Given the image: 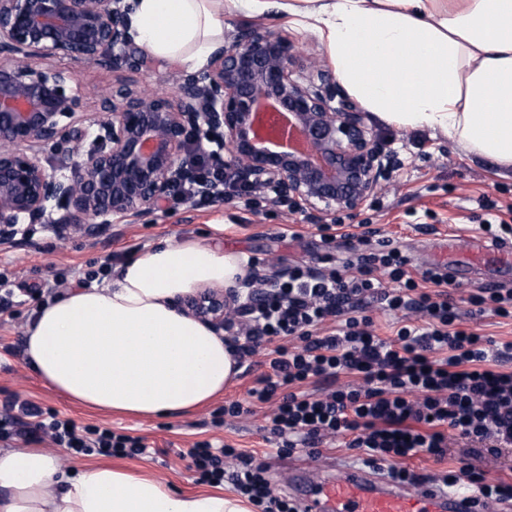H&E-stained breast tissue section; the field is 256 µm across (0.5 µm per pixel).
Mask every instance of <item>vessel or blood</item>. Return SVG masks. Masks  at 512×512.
<instances>
[{
    "label": "vessel or blood",
    "instance_id": "obj_1",
    "mask_svg": "<svg viewBox=\"0 0 512 512\" xmlns=\"http://www.w3.org/2000/svg\"><path fill=\"white\" fill-rule=\"evenodd\" d=\"M479 263L512 266V250L494 242L478 246ZM300 512H475L466 495H451L433 488L412 494L400 485L358 470L337 473L335 478L312 486L303 477L292 483Z\"/></svg>",
    "mask_w": 512,
    "mask_h": 512
}]
</instances>
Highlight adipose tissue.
<instances>
[{
    "instance_id": "adipose-tissue-1",
    "label": "adipose tissue",
    "mask_w": 512,
    "mask_h": 512,
    "mask_svg": "<svg viewBox=\"0 0 512 512\" xmlns=\"http://www.w3.org/2000/svg\"><path fill=\"white\" fill-rule=\"evenodd\" d=\"M276 9L318 31L343 83L378 117L448 133L512 171V0H134L136 42L200 70L224 43V17ZM246 255L199 240L158 245L93 284L41 305L23 359L85 407L187 414L239 369L223 337L183 314L198 288L231 287ZM0 512H247L223 492H177L98 464L62 472L40 448L0 450Z\"/></svg>"
}]
</instances>
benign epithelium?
<instances>
[{
  "label": "benign epithelium",
  "mask_w": 512,
  "mask_h": 512,
  "mask_svg": "<svg viewBox=\"0 0 512 512\" xmlns=\"http://www.w3.org/2000/svg\"><path fill=\"white\" fill-rule=\"evenodd\" d=\"M131 13L124 0H0V240L37 221L94 235L153 214L190 175L191 144L239 190L333 221L359 212L400 165L359 105L336 99L333 72L270 30H238L172 97L120 84L82 112L75 69L34 59L138 72L148 55ZM280 116L308 151L274 142ZM183 304L223 334L224 294Z\"/></svg>",
  "instance_id": "obj_1"
}]
</instances>
